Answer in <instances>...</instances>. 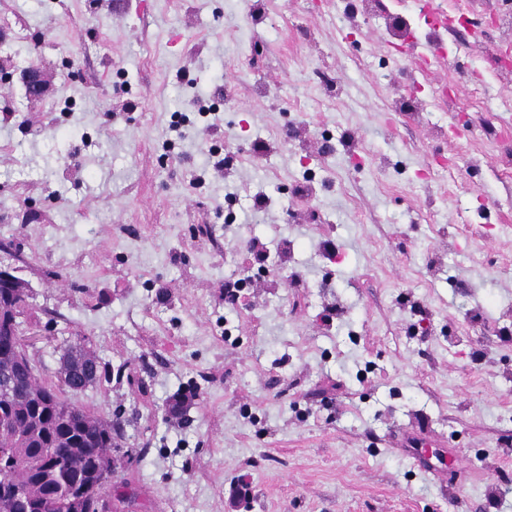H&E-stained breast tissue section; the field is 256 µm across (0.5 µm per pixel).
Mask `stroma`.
I'll use <instances>...</instances> for the list:
<instances>
[{"instance_id":"stroma-1","label":"stroma","mask_w":512,"mask_h":512,"mask_svg":"<svg viewBox=\"0 0 512 512\" xmlns=\"http://www.w3.org/2000/svg\"><path fill=\"white\" fill-rule=\"evenodd\" d=\"M352 3L0 0L6 55L49 83L0 80V263L37 375L76 338L109 372L76 399L125 419L112 512H228L239 479L237 512H512L500 0L440 34L452 69L404 111L419 75L388 23L427 39L416 0ZM250 238L270 274L225 302ZM407 429L442 437L446 474ZM18 79L22 85L24 96L28 100L42 98L47 91V81L43 67L30 63L19 71Z\"/></svg>"}]
</instances>
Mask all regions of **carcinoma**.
<instances>
[{"instance_id": "cac0c4a2", "label": "carcinoma", "mask_w": 512, "mask_h": 512, "mask_svg": "<svg viewBox=\"0 0 512 512\" xmlns=\"http://www.w3.org/2000/svg\"><path fill=\"white\" fill-rule=\"evenodd\" d=\"M72 376L78 394L100 381L101 364L83 339L63 347L58 377ZM0 512H98L112 501L101 463L121 444L116 423L62 397L41 380L16 337L0 336Z\"/></svg>"}]
</instances>
